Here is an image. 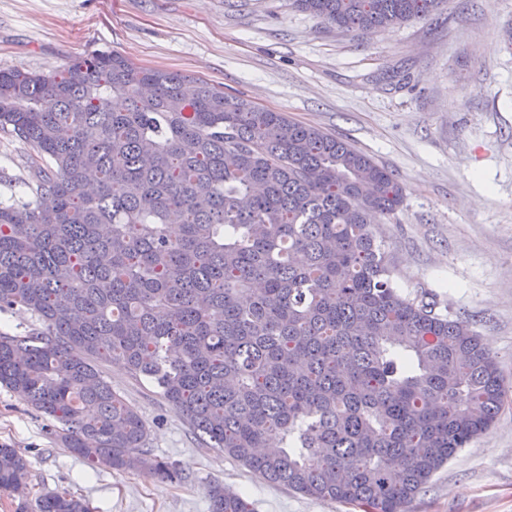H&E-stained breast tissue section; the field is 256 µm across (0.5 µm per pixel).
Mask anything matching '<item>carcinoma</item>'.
<instances>
[{"label":"carcinoma","mask_w":512,"mask_h":512,"mask_svg":"<svg viewBox=\"0 0 512 512\" xmlns=\"http://www.w3.org/2000/svg\"><path fill=\"white\" fill-rule=\"evenodd\" d=\"M445 0H292L347 31ZM0 128L36 154L0 202V385L58 424L89 468L173 479L98 367L160 389L203 446L302 494L403 512L485 433L505 395L469 322L392 281L375 225L395 175L343 139L200 79L99 51L52 74L0 71ZM276 439L277 454L257 449ZM27 461L0 445V491ZM210 512H251L219 484ZM36 512H89L47 491ZM37 324L36 318L27 312L19 310L0 312V331L25 334Z\"/></svg>","instance_id":"1"}]
</instances>
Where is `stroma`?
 Segmentation results:
<instances>
[{
	"instance_id": "35a3bbf8",
	"label": "stroma",
	"mask_w": 512,
	"mask_h": 512,
	"mask_svg": "<svg viewBox=\"0 0 512 512\" xmlns=\"http://www.w3.org/2000/svg\"><path fill=\"white\" fill-rule=\"evenodd\" d=\"M512 0H446L431 18L343 32L289 0H0V71L56 73L98 51L202 79L340 137L388 168L405 201L378 225L393 279L470 321L505 383L491 428L431 477L407 512H512ZM31 150L0 130V201L21 199ZM104 379L140 413L148 448L181 481L91 471L53 420L0 387V444L27 460L0 512L69 491L91 512H208L221 484L255 512H360L266 482L189 431L145 379Z\"/></svg>"
}]
</instances>
